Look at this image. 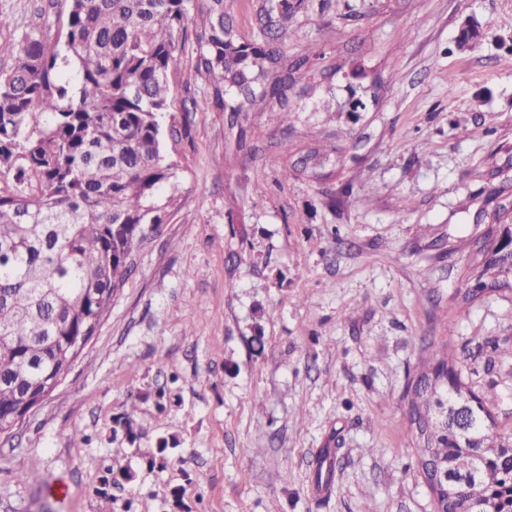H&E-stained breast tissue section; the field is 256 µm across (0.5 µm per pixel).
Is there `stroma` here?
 <instances>
[{"mask_svg":"<svg viewBox=\"0 0 512 512\" xmlns=\"http://www.w3.org/2000/svg\"><path fill=\"white\" fill-rule=\"evenodd\" d=\"M470 17L484 35L461 49ZM67 18V0H0V38ZM310 41L351 66L301 93L290 127L194 112L168 143L178 205L0 445V512H434L406 388L440 346L512 434V293L461 300L474 242L512 223V0H329L289 55ZM311 148L337 151L329 177H284ZM130 401L132 443L112 433ZM162 437L179 445L149 469ZM115 462L137 477L107 501Z\"/></svg>","mask_w":512,"mask_h":512,"instance_id":"1","label":"stroma"}]
</instances>
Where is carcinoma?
<instances>
[{"mask_svg": "<svg viewBox=\"0 0 512 512\" xmlns=\"http://www.w3.org/2000/svg\"><path fill=\"white\" fill-rule=\"evenodd\" d=\"M66 32L55 41L24 33L0 41V176L16 190L0 192V437L8 441L24 401L43 399L47 382L65 380L75 345L101 328L117 292L150 232L166 223L175 197H162L177 163L165 138L177 142L189 125L175 121L168 73L184 31L194 25L193 70L204 82L193 111L267 112L288 126L297 85L324 57L318 44L300 58L284 49L295 30L288 20L304 0H268L260 36L236 34L225 0H68ZM330 162L315 150L301 160L311 176ZM512 291V263L497 250L469 266L467 281ZM466 389L461 370L441 358L412 385L409 415L420 460L448 462L450 512H481L488 500L512 508V456L482 453L503 434L487 428L486 401L467 418L431 416L433 407ZM138 408L117 419L127 440L138 436ZM467 428L469 448L458 447ZM169 442L159 441L148 465L163 470ZM127 467L107 468L96 493L111 500L112 486L130 481Z\"/></svg>", "mask_w": 512, "mask_h": 512, "instance_id": "carcinoma-1", "label": "carcinoma"}]
</instances>
